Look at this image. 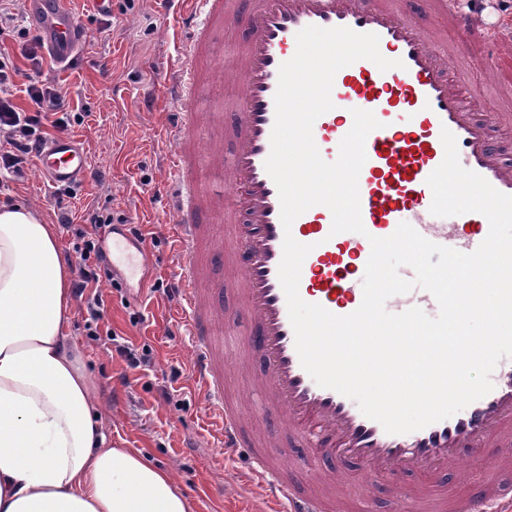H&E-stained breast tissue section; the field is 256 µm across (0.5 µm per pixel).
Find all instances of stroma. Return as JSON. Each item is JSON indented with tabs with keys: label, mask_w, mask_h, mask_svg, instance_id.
Wrapping results in <instances>:
<instances>
[{
	"label": "stroma",
	"mask_w": 512,
	"mask_h": 512,
	"mask_svg": "<svg viewBox=\"0 0 512 512\" xmlns=\"http://www.w3.org/2000/svg\"><path fill=\"white\" fill-rule=\"evenodd\" d=\"M74 8L97 38L75 52L69 64L55 66L47 75L65 91L69 113L86 116L84 124L73 126L72 131L89 150L93 175L57 188L32 169L21 182L0 172V197L8 195L38 206L46 223L56 226L69 264L74 261L68 253L73 236L58 226L61 210L78 217L88 210L111 216L119 233L128 224H141L151 231L147 241L150 290L138 293L126 270L116 268L107 311L117 334L136 346L152 348L151 367L127 370L119 356L90 339L85 310L78 305L73 308L70 331L106 410L108 438L116 448L142 449L159 467H175L191 512H266L261 495L237 484V457L225 456L213 444L204 401L188 374L190 338L177 306L159 290L176 263L173 216L163 201L173 179L168 152L174 107L165 98V77L177 56L174 42L155 0H112L107 16L97 13L90 0H74ZM28 25L26 14H19L0 33V48L19 69L14 78L15 101L30 111L34 105L25 88L35 70L24 57L30 44L23 35ZM248 33L244 24L210 26L205 35L208 52L198 60L199 71L214 67L225 47L240 43ZM235 94V85L221 81L209 87L196 106L201 120L194 177L200 183H209L214 175L210 146L218 144L228 151L234 145L235 117L224 106ZM201 261L216 300L225 311L237 312L241 322H248L246 311L240 310L226 286L231 272L224 266L223 253L204 252ZM162 385L171 394L166 403L157 400ZM331 466L344 474L347 498L369 500L372 512H396L391 481L368 474L354 461L335 460Z\"/></svg>",
	"instance_id": "35a3bbf8"
}]
</instances>
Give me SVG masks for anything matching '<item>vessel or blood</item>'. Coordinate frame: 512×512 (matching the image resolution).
I'll use <instances>...</instances> for the list:
<instances>
[{
  "label": "vessel or blood",
  "instance_id": "b4317fda",
  "mask_svg": "<svg viewBox=\"0 0 512 512\" xmlns=\"http://www.w3.org/2000/svg\"><path fill=\"white\" fill-rule=\"evenodd\" d=\"M160 11L176 18L190 39L171 67V85L181 108L170 150L175 183L165 201L178 220V255L171 284L191 338L190 378L219 423V448L225 455H245L246 467L237 478L260 487L270 512H336L343 478L325 470V459L354 460L377 476L395 479L400 512H512V489L484 485L479 497L438 491L433 480L440 470L462 476L467 463L485 458L487 467L512 470V360L498 363L493 390L448 419L401 435L386 433L358 405L336 391L320 387L302 367L295 349L286 297L278 278L284 230L277 187L265 170L275 121L274 95L280 65L297 48L296 35L305 27L344 26L379 37V49L403 65L380 71L360 60L339 70L331 99L334 107L314 123L313 136L323 160L335 161L342 138L353 126L352 109L371 111L380 128L365 141L367 160L358 186L365 234H331V211L317 205L299 216L294 238L311 245L301 267L299 293L337 315L357 310L363 300V273L371 253L370 237H387L399 223L412 225L424 238L463 253L474 252L487 237V218L477 212L436 217L430 211L428 176L444 158L442 129L455 136L460 164L495 189L512 195V142L499 141L498 130L512 131V89L500 92V106L480 112L479 89L458 62L462 45L481 34L479 54L494 59L501 32L485 28L480 16L452 7L451 0H421L424 17H417L405 0H158ZM247 12L250 34L234 50L228 67L211 70L212 79L232 78L237 117L235 149L211 154L224 169V179L202 194L189 182L188 145L195 138L196 114L187 104L203 92L194 65L203 51L206 27L234 21ZM29 13L47 51L68 59L92 42L96 34L81 23L72 0H29ZM448 18L447 27L430 24L433 16ZM83 142L70 136L49 140L37 156L38 175L56 186L84 180L89 168ZM201 208L218 209L231 222L225 240L214 227L197 224L191 216ZM223 244L224 257L235 276L233 293L252 317L238 331L211 296L210 285L197 262L206 246ZM434 310L428 291L416 288L392 296L386 308L401 313L410 308ZM244 338L248 350L263 361L259 375H246L247 401L277 416L289 434L302 443L300 454L282 451L273 436H251L242 405L224 394V375L232 357L225 342ZM414 472L416 483L403 482Z\"/></svg>",
  "mask_w": 512,
  "mask_h": 512
}]
</instances>
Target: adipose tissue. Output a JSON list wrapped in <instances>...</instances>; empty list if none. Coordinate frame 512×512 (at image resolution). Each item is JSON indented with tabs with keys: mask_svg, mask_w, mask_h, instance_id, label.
I'll return each mask as SVG.
<instances>
[{
	"mask_svg": "<svg viewBox=\"0 0 512 512\" xmlns=\"http://www.w3.org/2000/svg\"><path fill=\"white\" fill-rule=\"evenodd\" d=\"M39 208L0 199V512H190L174 469L111 447Z\"/></svg>",
	"mask_w": 512,
	"mask_h": 512,
	"instance_id": "adipose-tissue-1",
	"label": "adipose tissue"
}]
</instances>
